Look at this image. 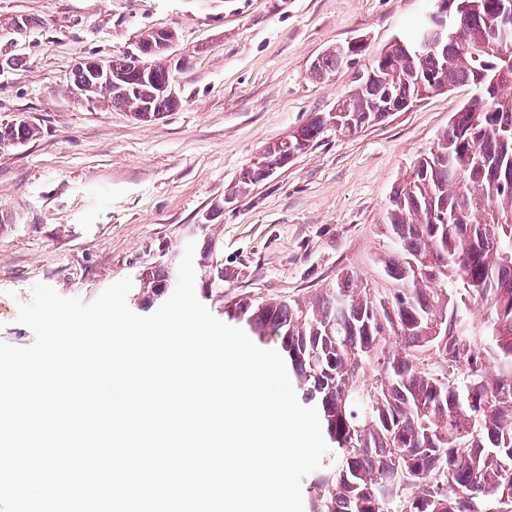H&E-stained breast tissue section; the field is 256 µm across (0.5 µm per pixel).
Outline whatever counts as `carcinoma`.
<instances>
[{
	"label": "carcinoma",
	"instance_id": "carcinoma-1",
	"mask_svg": "<svg viewBox=\"0 0 512 512\" xmlns=\"http://www.w3.org/2000/svg\"><path fill=\"white\" fill-rule=\"evenodd\" d=\"M456 12L455 39L438 55L410 51L420 26L374 61L382 78L356 77L337 102L336 126L317 112L289 137L294 153L267 147L228 196L246 198L273 168L329 133L356 134L418 99L422 89L468 83L474 96L389 197L392 243L380 263L394 288L376 296L354 273L302 302L240 294L224 299L235 270L197 262L209 298L284 359L318 411L333 457L309 482V512H512V0H431ZM329 48L317 77L339 68ZM95 97L142 120L178 100L161 57L144 76L121 54ZM27 122L0 128V149L33 139ZM149 302L174 284L168 267L138 275ZM484 310L481 318L471 308Z\"/></svg>",
	"mask_w": 512,
	"mask_h": 512
}]
</instances>
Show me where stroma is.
<instances>
[{
	"label": "stroma",
	"instance_id": "35a3bbf8",
	"mask_svg": "<svg viewBox=\"0 0 512 512\" xmlns=\"http://www.w3.org/2000/svg\"><path fill=\"white\" fill-rule=\"evenodd\" d=\"M427 0H0V127L32 140L0 150V340L26 347L19 304L43 283L94 302L158 263L178 270L211 234L236 274L229 296L306 297L353 272L390 286L378 259L394 188L472 96L459 84L354 135H330L258 183L224 192L269 144L345 98L358 71L408 34ZM146 30L178 40L165 60L178 107L151 122L77 100L76 66L106 60ZM362 55L324 79L325 49ZM38 133V128L27 122L7 124L0 128V149L5 150L23 145Z\"/></svg>",
	"mask_w": 512,
	"mask_h": 512
}]
</instances>
